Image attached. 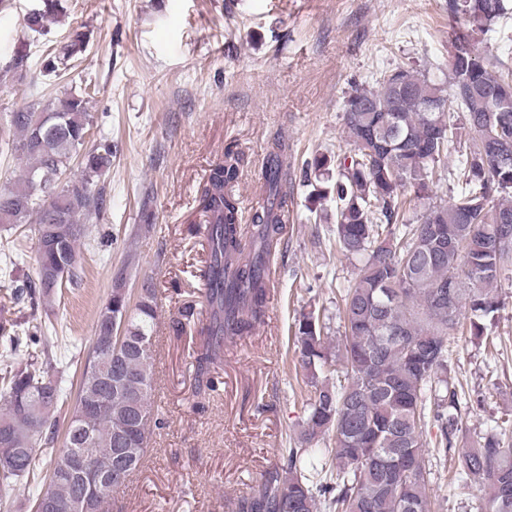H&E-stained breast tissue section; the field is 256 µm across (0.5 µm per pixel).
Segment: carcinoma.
Returning a JSON list of instances; mask_svg holds the SVG:
<instances>
[{
	"instance_id": "obj_1",
	"label": "carcinoma",
	"mask_w": 512,
	"mask_h": 512,
	"mask_svg": "<svg viewBox=\"0 0 512 512\" xmlns=\"http://www.w3.org/2000/svg\"><path fill=\"white\" fill-rule=\"evenodd\" d=\"M505 11L504 0H448L450 17L461 15L466 25L449 38L444 79L398 66L345 97L343 130L351 149L336 159V180L311 194L315 201L335 200L334 246L362 261L341 294V348L332 354L320 314L299 316L292 341L308 407L299 446L285 449L283 463L266 469L234 512H430L423 438L429 424L436 428L429 443L445 455L454 449L456 476L479 484L475 512H512V445L491 428L473 445L453 448L463 427L453 413L458 392L448 382L450 339L463 305L471 313L469 334L483 336L485 321L500 309L495 286L512 268V70H500L476 45V36ZM57 12L58 0H43L26 26L39 32ZM87 45V34L73 29L49 53L44 75L69 74ZM428 102L437 111H427ZM88 104L87 88L72 86L54 102L10 112L14 138L7 146L25 168L15 187L0 191V230L33 224L38 244L37 278L16 274L19 249L0 266V296L24 310L0 319V441L16 449L14 458L0 461V491L24 480L35 487L34 503L50 501L57 509L80 496L83 466L111 472L121 442L137 471L149 426L166 427L151 402L155 289L141 288L133 302L132 289L111 285L92 343L74 366L49 352L55 328L38 315L42 301L55 295L48 274L63 268L67 281L77 279L80 247L97 240L99 181L111 170L113 150L112 140L90 138ZM452 146L458 155L448 180L463 185L461 192L407 219ZM76 159L78 174L66 176ZM287 161L286 145L273 142L266 205L253 216L247 244L228 190L238 178V153L226 148L224 161L198 187L206 224L194 233L204 239L199 277L207 308L194 350L200 390L216 388L211 368L224 343L252 335L265 321L268 266L288 211ZM465 280L473 288L464 289ZM114 319L124 324L118 354L125 384L118 391L112 390L113 356L102 351L117 344L109 327ZM62 425V446L50 449L48 468L36 472V451ZM328 434L334 447H315ZM113 492L108 486L89 497L85 512H106Z\"/></svg>"
}]
</instances>
